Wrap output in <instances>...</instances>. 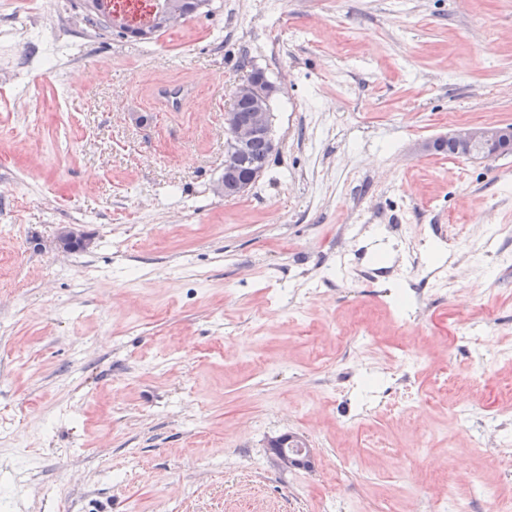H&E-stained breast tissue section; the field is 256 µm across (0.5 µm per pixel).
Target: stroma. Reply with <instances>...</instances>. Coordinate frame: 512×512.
<instances>
[{
    "instance_id": "1",
    "label": "stroma",
    "mask_w": 512,
    "mask_h": 512,
    "mask_svg": "<svg viewBox=\"0 0 512 512\" xmlns=\"http://www.w3.org/2000/svg\"><path fill=\"white\" fill-rule=\"evenodd\" d=\"M41 2L0 0V21L31 22L0 43V512H368L385 469L445 489L450 447L482 476L480 421L384 408L443 362L480 364L462 326L502 360L459 397L512 388V237L487 230L512 225V154L417 151L512 123V0H212L147 43ZM244 56L277 87V148L227 199ZM160 83L195 95L159 111ZM62 224L89 248L62 251ZM357 323L372 346L349 345ZM403 323L424 361L401 385L374 369ZM368 428L400 437L392 456ZM284 434L311 469L279 465ZM56 238L60 247L64 250L72 249V245L79 243L81 249L90 245V238L78 228V225H61L56 230Z\"/></svg>"
}]
</instances>
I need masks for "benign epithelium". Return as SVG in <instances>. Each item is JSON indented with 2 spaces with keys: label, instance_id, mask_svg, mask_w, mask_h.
I'll return each instance as SVG.
<instances>
[{
  "label": "benign epithelium",
  "instance_id": "benign-epithelium-1",
  "mask_svg": "<svg viewBox=\"0 0 512 512\" xmlns=\"http://www.w3.org/2000/svg\"><path fill=\"white\" fill-rule=\"evenodd\" d=\"M188 9L180 8L177 0H150L147 8L148 21H134L130 14L117 7L114 0H86L87 10L104 17L110 28L126 37L141 38L150 31H159L180 21L187 12H203L208 0H186ZM275 91V86L265 81L264 75L253 71L238 83L231 96V105L224 113V131L227 143L224 149V176L216 184V192L226 195L227 184H232L235 195H245L262 175L263 169L254 168L241 172L242 155L247 145L257 137L274 144L272 137L273 114L264 108V103ZM252 101V108L242 112L237 107L239 100ZM446 140L451 144L453 156L460 159L490 160L512 152V125L474 124L452 129ZM60 247L65 250L78 243L86 249L90 238L77 225H62L56 230Z\"/></svg>",
  "mask_w": 512,
  "mask_h": 512
}]
</instances>
